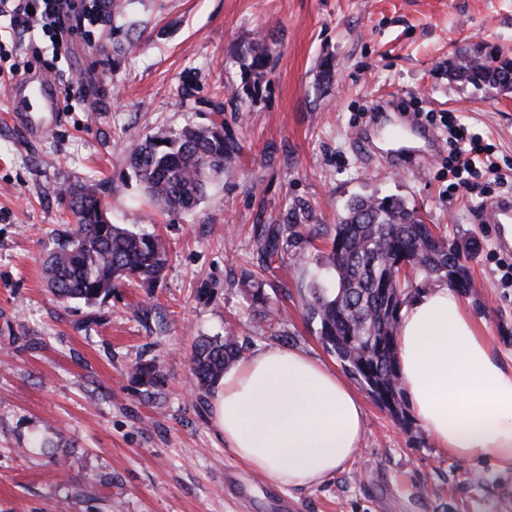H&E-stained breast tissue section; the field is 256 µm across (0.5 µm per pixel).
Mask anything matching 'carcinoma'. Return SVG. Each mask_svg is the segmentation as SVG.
Wrapping results in <instances>:
<instances>
[{"mask_svg": "<svg viewBox=\"0 0 512 512\" xmlns=\"http://www.w3.org/2000/svg\"><path fill=\"white\" fill-rule=\"evenodd\" d=\"M494 55L497 64L484 58ZM243 92L255 95L270 62L264 40L250 42ZM450 75L475 86L512 91V56L476 46L459 51L449 61ZM237 142L218 124L182 128L158 126L128 152L136 182L158 208L171 215L195 211L205 199L214 177L232 168ZM108 189L90 180L61 193L75 221L43 260V277L57 302L65 307L79 301L88 306L127 282L152 281L167 263L163 238L145 230L114 224L107 215ZM314 219L312 209L298 203L286 224H262L254 230L258 254L265 266L281 258L283 242L303 238L302 225ZM476 249L443 237L418 212L394 196H358L347 203L320 264L334 277V286L315 285L305 298L307 319L317 323L321 343L342 363L348 374L396 419L411 430L400 404L402 387L396 362V330L401 309L417 289L415 281L444 282L461 294L473 288L468 260ZM252 299L267 303L262 281L248 273L239 281ZM242 356L233 332L201 337L193 345L190 370L206 389ZM132 377L148 388L158 387L162 373L154 363L137 362Z\"/></svg>", "mask_w": 512, "mask_h": 512, "instance_id": "carcinoma-1", "label": "carcinoma"}]
</instances>
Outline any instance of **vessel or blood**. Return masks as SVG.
Returning <instances> with one entry per match:
<instances>
[{"instance_id": "1", "label": "vessel or blood", "mask_w": 512, "mask_h": 512, "mask_svg": "<svg viewBox=\"0 0 512 512\" xmlns=\"http://www.w3.org/2000/svg\"><path fill=\"white\" fill-rule=\"evenodd\" d=\"M8 109L14 126L29 139L61 125L65 119L63 94L59 86L39 75H26L15 81L9 94ZM372 110L389 129L400 131L410 127L417 130L422 147L401 148L396 154L398 161L418 167L428 152L437 149L438 141L434 135L420 129L410 114L401 112L393 96L377 97ZM481 214L485 223L498 225L500 232H507L512 227V196L486 200Z\"/></svg>"}]
</instances>
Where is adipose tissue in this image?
Instances as JSON below:
<instances>
[{"label": "adipose tissue", "instance_id": "ef3b65f1", "mask_svg": "<svg viewBox=\"0 0 512 512\" xmlns=\"http://www.w3.org/2000/svg\"><path fill=\"white\" fill-rule=\"evenodd\" d=\"M396 360L410 406L436 447L512 465V365L503 364L459 295L435 286L403 307ZM218 436L273 483H323L356 453L360 400L304 352L268 347L224 373L211 401Z\"/></svg>", "mask_w": 512, "mask_h": 512}]
</instances>
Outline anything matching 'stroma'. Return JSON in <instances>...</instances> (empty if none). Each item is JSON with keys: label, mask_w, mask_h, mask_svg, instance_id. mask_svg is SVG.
Here are the masks:
<instances>
[{"label": "stroma", "mask_w": 512, "mask_h": 512, "mask_svg": "<svg viewBox=\"0 0 512 512\" xmlns=\"http://www.w3.org/2000/svg\"><path fill=\"white\" fill-rule=\"evenodd\" d=\"M257 37L271 50L268 73L256 99H240L239 57ZM478 44L512 48V0H121L60 49L84 97L58 129L22 138L0 88V512H512V468L452 457L420 423L402 431L362 388L365 430L350 463L316 486L276 485L218 439L213 393L192 385L189 361L195 337L231 328L248 351L293 348L341 371L304 298L325 276L318 258L346 202L394 195L478 242L463 302L512 363V288L497 269L506 251L480 220L481 189L454 185L447 152L395 169L354 145L372 100L389 93L437 115L431 130L443 139L439 117L453 113L512 168V93L448 75L454 52ZM184 77L201 101L193 110L179 102ZM213 120L239 144L231 172L195 212L146 224L128 149L156 125ZM94 178L110 187L113 223L166 239L168 265L95 306L63 308L40 262L65 228L61 189ZM298 202L316 221L266 277L282 311L271 324L239 281L258 265L255 225L286 223ZM139 359L162 370L150 398L128 373ZM37 436L66 464L33 447Z\"/></svg>", "instance_id": "1"}]
</instances>
